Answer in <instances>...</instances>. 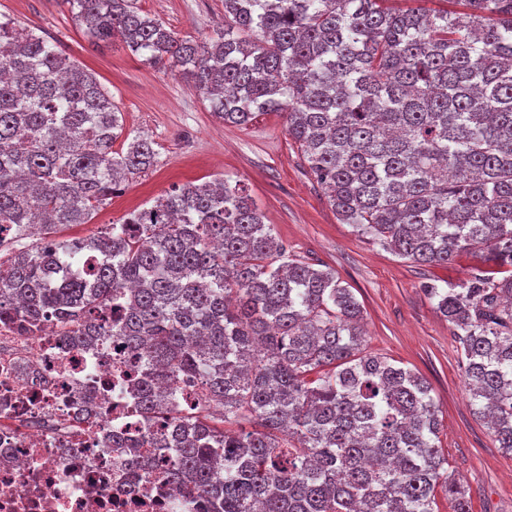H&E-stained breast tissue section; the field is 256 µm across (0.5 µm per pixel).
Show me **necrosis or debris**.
<instances>
[{"label":"necrosis or debris","instance_id":"4bbe7bcc","mask_svg":"<svg viewBox=\"0 0 512 512\" xmlns=\"http://www.w3.org/2000/svg\"><path fill=\"white\" fill-rule=\"evenodd\" d=\"M127 350L67 346L56 320L29 334L0 322V512H197L161 479L165 453L112 451L143 437Z\"/></svg>","mask_w":512,"mask_h":512}]
</instances>
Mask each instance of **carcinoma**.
Segmentation results:
<instances>
[{"instance_id": "1", "label": "carcinoma", "mask_w": 512, "mask_h": 512, "mask_svg": "<svg viewBox=\"0 0 512 512\" xmlns=\"http://www.w3.org/2000/svg\"><path fill=\"white\" fill-rule=\"evenodd\" d=\"M89 40L194 82L222 121L278 112L339 219L419 264L483 262L425 292L454 327L476 414L512 452V0H224V29L182 39L137 0H65ZM92 72L0 20V225L39 241L0 262V320L98 326L142 357L139 413L175 431L168 473L208 512H471L419 373L369 352L363 308L329 267L288 254L247 189L173 187L83 242L145 135ZM122 148H115L117 141ZM185 377L190 400L164 389Z\"/></svg>"}]
</instances>
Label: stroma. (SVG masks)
I'll use <instances>...</instances> for the list:
<instances>
[{
  "instance_id": "35a3bbf8",
  "label": "stroma",
  "mask_w": 512,
  "mask_h": 512,
  "mask_svg": "<svg viewBox=\"0 0 512 512\" xmlns=\"http://www.w3.org/2000/svg\"><path fill=\"white\" fill-rule=\"evenodd\" d=\"M138 6L197 42L224 25V0H138ZM0 15L39 28L91 70L124 113L127 131L149 135L158 151L153 167L129 176L90 223L62 229V237H88L175 185L219 178L244 183L289 253L330 267L351 287L363 306L367 349L429 382L440 409V448L449 473L468 491L471 512H512V453L499 448L475 414L453 328L422 290L465 279L480 249L446 266L395 256L338 219L280 114L262 113L243 126L215 119L178 69L145 64L118 44L91 42L65 0H0Z\"/></svg>"
}]
</instances>
